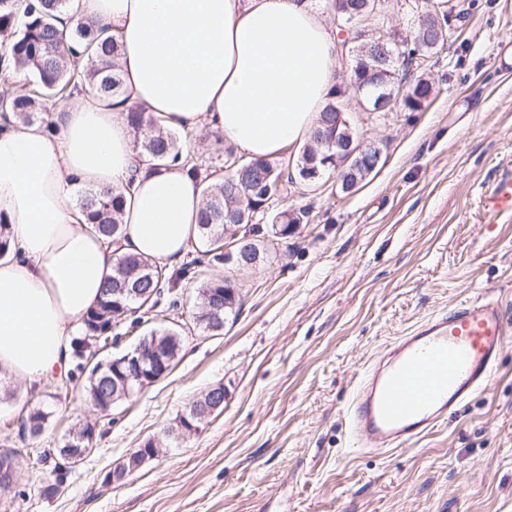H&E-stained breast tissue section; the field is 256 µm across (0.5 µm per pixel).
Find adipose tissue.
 I'll return each instance as SVG.
<instances>
[{"label": "adipose tissue", "mask_w": 512, "mask_h": 512, "mask_svg": "<svg viewBox=\"0 0 512 512\" xmlns=\"http://www.w3.org/2000/svg\"><path fill=\"white\" fill-rule=\"evenodd\" d=\"M117 38L130 102L174 127L209 124L247 158L278 157L309 135L334 84L337 38L308 0H74ZM58 130L0 123V375L40 386L64 374L72 338L116 252L177 261L199 237V183L135 150L125 112L94 91L56 113ZM121 189L119 246L73 203L77 188Z\"/></svg>", "instance_id": "ef3b65f1"}]
</instances>
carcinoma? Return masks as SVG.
Wrapping results in <instances>:
<instances>
[{
	"label": "carcinoma",
	"mask_w": 512,
	"mask_h": 512,
	"mask_svg": "<svg viewBox=\"0 0 512 512\" xmlns=\"http://www.w3.org/2000/svg\"><path fill=\"white\" fill-rule=\"evenodd\" d=\"M25 2L20 15L18 0H0V33L12 34L10 42L0 43V65L33 77L26 93L0 103L3 122L8 124L13 119L23 125L38 123L52 132L56 126L53 113L87 84L95 87L102 97L118 98L120 103H125L119 45L109 29L92 21L79 23L66 39L59 23L70 9V0ZM469 10L470 7L460 3L450 6L447 0H431L430 9L418 14L408 33L393 35L387 78L371 76L372 84L363 90L361 97L376 91L389 92L393 95L389 110L400 105L408 112L421 111L430 98L432 84L422 77L407 84V73L412 66L442 50L448 41V18L459 22L466 19ZM378 24L377 19L366 23L369 34L355 44L360 62L348 79L349 87L355 91L371 64L359 48L366 45L371 50L386 36L377 30ZM340 94L339 90H331L314 129L336 125V112L344 109ZM126 121L134 146L156 165L178 163L190 176L206 183L205 207L198 222L203 250L185 263L179 274L182 280L199 281L194 323L202 333L224 331V321L240 308L230 278L198 280L199 267L205 260L228 265L233 276L254 270L241 261L244 250L259 257V264H265L272 257L265 247L266 235L270 233L286 240L308 216L305 209L291 212L273 206L274 202L288 198L297 184L305 182L308 164L316 163L323 176L339 168L348 172L354 167V161H346L347 154L340 146L327 148L325 155L315 158L311 146L306 144L299 150L292 169L276 160L246 159L227 147L220 155L224 180L210 183L201 177L200 165L186 150V144L198 138L197 129L172 128L161 117L136 104L126 106ZM123 203L122 193L116 190L90 189L80 199L88 223L113 244L122 233ZM266 225L271 226V232L264 231ZM170 284L172 278L165 267L138 256L118 255L113 275L104 282L100 299L84 318L82 336L75 343V356L81 358L88 348L108 340L120 317L131 320L133 326L140 324L136 313L144 306H156L164 288ZM148 339L158 341L163 347L165 366H157V371H171L181 352L179 331L155 328L149 332ZM122 376L123 369L116 362L98 363L90 370L85 396L104 417L111 415L115 404L127 398ZM47 420L48 413L44 410L30 411L21 423L22 436L38 437ZM92 432L93 428L87 425L79 428L69 434L57 453L88 446L87 436Z\"/></svg>",
	"instance_id": "carcinoma-1"
}]
</instances>
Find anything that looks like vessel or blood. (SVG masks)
Instances as JSON below:
<instances>
[{
    "mask_svg": "<svg viewBox=\"0 0 512 512\" xmlns=\"http://www.w3.org/2000/svg\"><path fill=\"white\" fill-rule=\"evenodd\" d=\"M482 203L485 214L512 217V164L485 185ZM511 341L502 304L488 295L461 300L395 337L354 386L351 438L390 449L431 433L483 388Z\"/></svg>",
    "mask_w": 512,
    "mask_h": 512,
    "instance_id": "obj_1",
    "label": "vessel or blood"
}]
</instances>
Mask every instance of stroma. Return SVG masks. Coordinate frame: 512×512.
Returning <instances> with one entry per match:
<instances>
[{"label": "stroma", "instance_id": "stroma-1", "mask_svg": "<svg viewBox=\"0 0 512 512\" xmlns=\"http://www.w3.org/2000/svg\"><path fill=\"white\" fill-rule=\"evenodd\" d=\"M460 36L425 69L434 92L418 112L375 116L342 99L357 133L381 150L353 193L336 179L298 185L289 207L308 223L265 266L237 277L242 304L219 335L188 332L173 370L100 420L81 392L95 360L132 351L118 326L97 354L71 359L68 389H23L0 377V449H20L23 410L48 414L0 512H512V346L486 387L429 436L404 448L353 446L344 423L364 367L395 338L458 301L498 297L512 320V222L489 221L480 198L512 159V0H475ZM160 302L154 327L189 322ZM224 409L196 434L163 437L203 391ZM96 426L93 450L44 497L48 460L70 431ZM158 455L119 483L112 470L147 440Z\"/></svg>", "mask_w": 512, "mask_h": 512}]
</instances>
